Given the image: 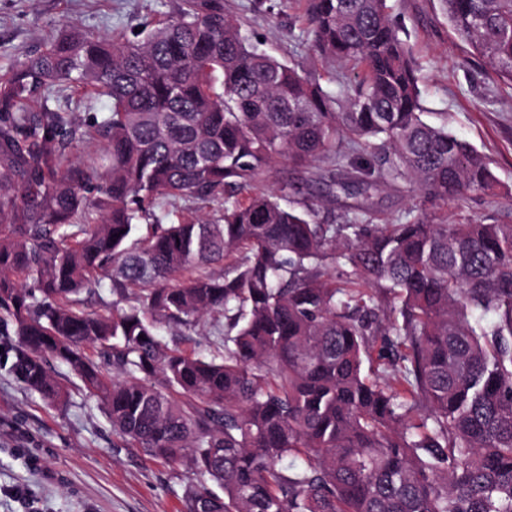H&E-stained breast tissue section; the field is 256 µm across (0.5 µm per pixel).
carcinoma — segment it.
<instances>
[{"instance_id": "carcinoma-1", "label": "carcinoma", "mask_w": 512, "mask_h": 512, "mask_svg": "<svg viewBox=\"0 0 512 512\" xmlns=\"http://www.w3.org/2000/svg\"><path fill=\"white\" fill-rule=\"evenodd\" d=\"M453 30L512 84V0H440ZM308 47L354 76L338 100L259 49L224 0L121 41L69 28L0 79V326L12 369L59 402L69 366L112 427L210 484L185 512H512V224L448 201L498 195L484 154L426 119L386 0H303ZM104 97L91 166L62 90ZM337 172L316 198L259 188L272 167ZM404 180L417 202L379 223ZM100 193L96 203L92 191ZM355 200L335 217L318 208ZM177 200L222 214L165 224ZM149 223L153 233L136 236ZM343 269L335 279L329 269ZM109 280L101 313L81 295ZM212 317L219 348L162 334ZM392 356L366 372L369 337ZM112 373L103 371V365ZM181 394L180 403L169 390ZM374 201L381 218L395 220L405 217L416 200L409 184L399 181L384 187Z\"/></svg>"}]
</instances>
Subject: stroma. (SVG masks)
<instances>
[{
    "mask_svg": "<svg viewBox=\"0 0 512 512\" xmlns=\"http://www.w3.org/2000/svg\"><path fill=\"white\" fill-rule=\"evenodd\" d=\"M180 0H0V77L26 53L48 45L64 25L115 38L173 15ZM388 14L420 66L428 119L483 152L500 183L492 197L472 194L449 203V213L495 216L512 224V84L498 79L452 29L439 0H387ZM262 49L302 62L335 94H345L349 71L309 56L301 0H224ZM0 335V512H25L13 490L25 491L35 512H182L201 478L186 465L147 455L114 430L101 404L77 376L58 366L64 401L28 392L4 354Z\"/></svg>",
    "mask_w": 512,
    "mask_h": 512,
    "instance_id": "35a3bbf8",
    "label": "stroma"
}]
</instances>
